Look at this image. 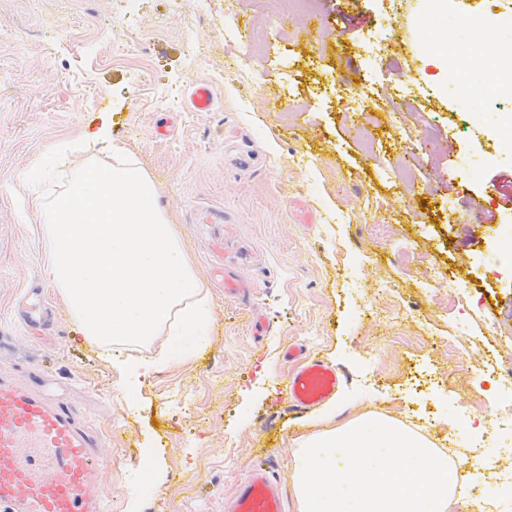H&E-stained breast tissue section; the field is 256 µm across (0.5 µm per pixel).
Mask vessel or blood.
<instances>
[{
    "label": "vessel or blood",
    "instance_id": "b4317fda",
    "mask_svg": "<svg viewBox=\"0 0 512 512\" xmlns=\"http://www.w3.org/2000/svg\"><path fill=\"white\" fill-rule=\"evenodd\" d=\"M191 110L210 111L214 93L192 86ZM286 356L294 368L285 391L300 411L333 396L342 383L335 365L300 346ZM99 439L84 434L76 410L53 401L30 377L0 373V512H103ZM230 512H286L282 483L267 464L237 483Z\"/></svg>",
    "mask_w": 512,
    "mask_h": 512
}]
</instances>
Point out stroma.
<instances>
[{
  "label": "stroma",
  "mask_w": 512,
  "mask_h": 512,
  "mask_svg": "<svg viewBox=\"0 0 512 512\" xmlns=\"http://www.w3.org/2000/svg\"><path fill=\"white\" fill-rule=\"evenodd\" d=\"M316 4L309 17L284 0H185L180 13L140 0L130 17L125 0H0V369L39 366L102 439L110 512H224L259 457L298 512L293 452L329 408L336 427L367 415L422 431L460 464L482 439L496 472H512V434L492 426L500 400L473 374L486 354L512 362V253L496 236L512 204L495 188L512 152L498 114L460 111L429 63L434 29L452 12L483 17V0H449L440 16L429 0ZM201 81L216 95L208 112L187 105ZM361 97L381 101L375 121L352 111ZM104 120L156 182L212 304L205 344L132 399L76 333L37 217L7 190ZM470 199L494 223H476ZM207 209L223 223H197ZM406 239L418 258L403 257ZM433 264L448 273L434 302L421 287ZM228 275L245 293H225ZM32 288L54 323L29 333L18 301ZM291 345L343 378L301 414L283 392ZM175 387L191 413L168 403ZM148 448L160 481L144 493Z\"/></svg>",
  "instance_id": "1"
}]
</instances>
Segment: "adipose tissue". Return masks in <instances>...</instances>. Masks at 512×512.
Segmentation results:
<instances>
[{
    "label": "adipose tissue",
    "mask_w": 512,
    "mask_h": 512,
    "mask_svg": "<svg viewBox=\"0 0 512 512\" xmlns=\"http://www.w3.org/2000/svg\"><path fill=\"white\" fill-rule=\"evenodd\" d=\"M77 150L65 181L33 200L46 274L78 334L138 380L152 362L118 359L119 348L163 336L173 357H186L212 308L155 182L109 124L86 131Z\"/></svg>",
    "instance_id": "obj_1"
}]
</instances>
